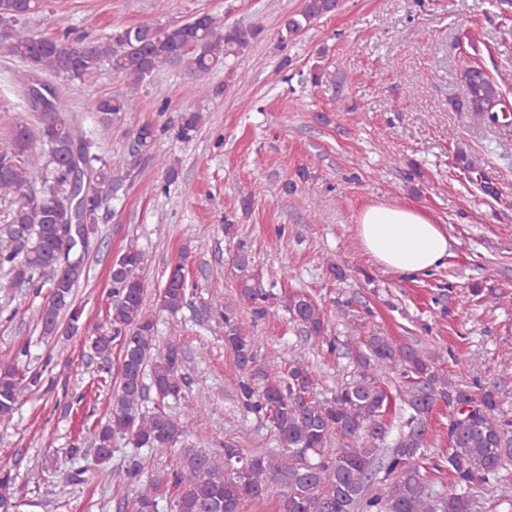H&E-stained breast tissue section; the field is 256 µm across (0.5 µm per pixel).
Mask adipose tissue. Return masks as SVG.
Masks as SVG:
<instances>
[{
	"label": "adipose tissue",
	"instance_id": "obj_1",
	"mask_svg": "<svg viewBox=\"0 0 512 512\" xmlns=\"http://www.w3.org/2000/svg\"><path fill=\"white\" fill-rule=\"evenodd\" d=\"M364 250L387 270L403 277L425 276L443 266L448 234L424 213L398 204L378 203L357 219Z\"/></svg>",
	"mask_w": 512,
	"mask_h": 512
}]
</instances>
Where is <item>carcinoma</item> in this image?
Masks as SVG:
<instances>
[{"mask_svg": "<svg viewBox=\"0 0 512 512\" xmlns=\"http://www.w3.org/2000/svg\"><path fill=\"white\" fill-rule=\"evenodd\" d=\"M337 0H304L301 11L288 16L283 28L292 37L336 10ZM38 12L32 0H0V24L10 33L0 38V56L20 61L26 70L17 74V85L28 93L33 74L49 73L80 80L107 64L134 87L165 68L180 67L201 77L224 65V59L242 53L260 34L257 26L224 24V17L197 13L188 21L166 29L149 23L112 32L104 40L68 45L58 38L37 36L27 26ZM466 94L457 102L479 116L495 121L502 105L500 85L486 72H470L464 81ZM133 109L127 91L116 92L87 104L99 116V136L109 135L112 116ZM66 101L53 91V101L33 127L16 124L9 146L0 151V198L15 204L10 221L0 225V291L27 286L37 292L48 289V298L33 312L45 335L59 328L61 315L79 321L72 308L73 288L84 274L77 244L58 234L65 211L49 201L68 178L66 159L75 146L85 151V163L100 184L112 183L109 163L92 151L93 142L81 123L70 118ZM202 121L198 112H182L177 121L159 128L143 123L133 130L131 148L151 149L158 132L174 131V137L190 142ZM49 148L47 167L36 169L30 160L34 143ZM41 182L39 191L33 189ZM183 249L159 291V308L172 315L186 302ZM144 256L136 246L127 247L112 267V305L106 324L92 337L95 352L108 358L112 342L121 345L119 381L112 391L105 423L89 430L93 447L107 451L115 436H126L135 448L147 447L166 454L186 433V422L204 409L188 401L191 381L182 369V350L176 343L157 345L154 314L145 305V283L140 274ZM241 273L238 295L251 307L253 321L270 315L272 297L260 277L252 272V257L244 244L234 254ZM224 309V343L241 372L238 399L249 412L269 423L278 436L280 452L245 453L225 446L217 457L195 450L166 481L179 489L173 512H238L242 502L261 499L274 488L278 512H478L480 487L494 478L498 496L512 501V419L501 410L494 386H452L437 366V356L414 344L371 332L348 336L344 348L353 365L350 379L337 385L331 397H317L319 375L313 366L293 360L260 355L259 337L241 325L236 312ZM291 321L307 339L336 348L327 311L302 291L288 294L285 302ZM402 378V402L409 416L397 441L383 448L389 433L385 415L392 396L382 383L388 372ZM150 382H145V379ZM42 385V374H19L14 359L0 358V422L12 419L24 391ZM159 400H185L184 419L162 410L144 411L148 389ZM453 407L448 423V456L442 460L452 478L451 491L442 496L428 486L429 415L434 406ZM14 478L8 463H0V501H11ZM161 479L151 489L119 500V510L160 512Z\"/></svg>", "mask_w": 512, "mask_h": 512, "instance_id": "cac0c4a2", "label": "carcinoma"}]
</instances>
